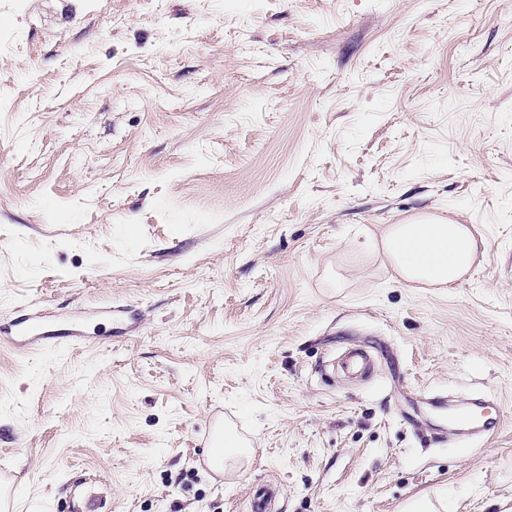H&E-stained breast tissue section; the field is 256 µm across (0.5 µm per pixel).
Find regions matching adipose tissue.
<instances>
[{
  "label": "adipose tissue",
  "instance_id": "obj_1",
  "mask_svg": "<svg viewBox=\"0 0 512 512\" xmlns=\"http://www.w3.org/2000/svg\"><path fill=\"white\" fill-rule=\"evenodd\" d=\"M369 245L386 257L398 279L431 288H446L460 280L478 250L466 225L431 219L389 225Z\"/></svg>",
  "mask_w": 512,
  "mask_h": 512
}]
</instances>
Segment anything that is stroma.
Instances as JSON below:
<instances>
[{
    "label": "stroma",
    "mask_w": 512,
    "mask_h": 512,
    "mask_svg": "<svg viewBox=\"0 0 512 512\" xmlns=\"http://www.w3.org/2000/svg\"><path fill=\"white\" fill-rule=\"evenodd\" d=\"M0 33L10 512H512V0H0ZM416 218L477 238L451 287L365 249ZM30 310L94 344L13 347ZM343 365L349 373L365 375L373 371L374 359L368 350L353 348L348 352ZM466 408L467 418L459 425L472 433L493 434L500 426L503 418L501 409L492 407L484 401L470 403Z\"/></svg>",
    "instance_id": "1"
}]
</instances>
